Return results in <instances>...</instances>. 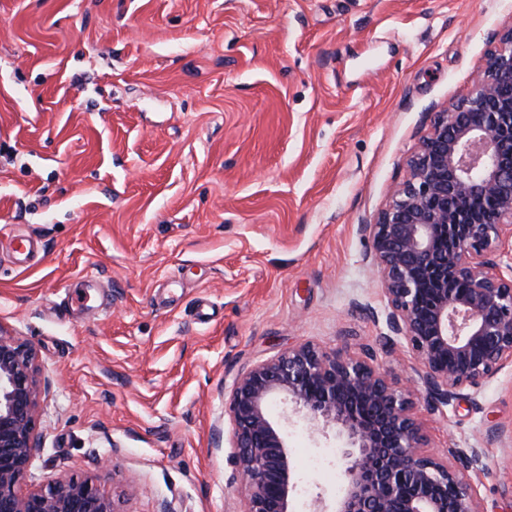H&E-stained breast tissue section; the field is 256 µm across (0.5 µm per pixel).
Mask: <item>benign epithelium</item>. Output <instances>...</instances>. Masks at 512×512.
Instances as JSON below:
<instances>
[{"label":"benign epithelium","mask_w":512,"mask_h":512,"mask_svg":"<svg viewBox=\"0 0 512 512\" xmlns=\"http://www.w3.org/2000/svg\"><path fill=\"white\" fill-rule=\"evenodd\" d=\"M410 178L374 221L358 225L380 275L384 343L403 339L422 368L401 386L374 355L305 342L253 365L233 382L229 417L244 512H288L292 465L270 406L289 403L322 436L342 441L341 490L307 512H488L473 475L481 448L428 451L415 408L466 399L512 365V30L478 72L470 95L433 115L409 160ZM34 350L0 329V512H117L88 481L61 478L16 490L40 447L41 392Z\"/></svg>","instance_id":"7a95c632"}]
</instances>
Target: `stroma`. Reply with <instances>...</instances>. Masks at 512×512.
Returning a JSON list of instances; mask_svg holds the SVG:
<instances>
[{
  "label": "stroma",
  "mask_w": 512,
  "mask_h": 512,
  "mask_svg": "<svg viewBox=\"0 0 512 512\" xmlns=\"http://www.w3.org/2000/svg\"><path fill=\"white\" fill-rule=\"evenodd\" d=\"M511 27L512 0H0V330L53 383L18 491L244 512L238 374L310 341L418 379L357 226ZM287 412L305 512L336 442ZM422 419L430 452L484 449L479 496L512 512V367Z\"/></svg>",
  "instance_id": "stroma-1"
}]
</instances>
